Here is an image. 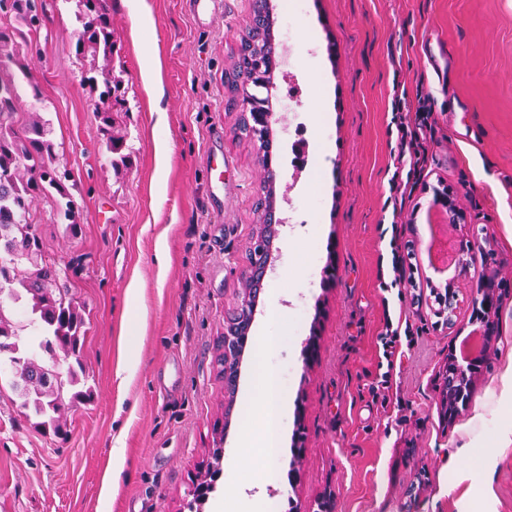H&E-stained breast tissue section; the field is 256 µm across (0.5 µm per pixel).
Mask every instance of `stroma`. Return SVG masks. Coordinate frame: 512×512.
I'll use <instances>...</instances> for the list:
<instances>
[{
	"label": "stroma",
	"mask_w": 512,
	"mask_h": 512,
	"mask_svg": "<svg viewBox=\"0 0 512 512\" xmlns=\"http://www.w3.org/2000/svg\"><path fill=\"white\" fill-rule=\"evenodd\" d=\"M109 0L119 60L126 69L132 164L113 169L99 131L98 96L84 81L91 59L77 56V0H43L20 57L41 95L24 92L17 125L38 112L50 124L56 164L68 170L83 207L70 236L49 203L33 221L44 256L65 268L84 311L81 361L93 401L68 413V433L34 428L0 371V512H180L206 461L214 425L234 448L249 413L257 348L248 345L232 412L215 358L224 314L238 300L255 233L263 172L226 112L224 72L253 17V0H218L197 25L184 0ZM296 39L277 46L279 97L296 95L293 122L312 142L315 115L331 128L328 170H300L292 140L276 137V189L289 230L273 243L271 285L288 328L275 356L288 418L276 462L288 470L301 446L300 477L289 488L238 475L216 490L238 502L257 492L266 512H317L326 494L336 512H512V0H302ZM159 87L150 98L145 79ZM431 110L428 162L391 193V102ZM171 136L168 156L153 141L157 119ZM447 187L461 215L433 235L475 263L436 275L423 254L433 189ZM405 250L403 290H385L381 262ZM335 264L325 284L322 270ZM309 294H299L307 265ZM498 288V342L468 407L440 416L448 352L474 329L470 296L480 277ZM459 295L453 321L439 315L431 287ZM137 304H130V291ZM408 323L390 382L373 395L378 337L386 320ZM317 338L313 361L304 346ZM140 364L117 377L127 340ZM125 459L112 464L115 439Z\"/></svg>",
	"instance_id": "obj_1"
}]
</instances>
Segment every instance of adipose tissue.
I'll list each match as a JSON object with an SVG mask.
<instances>
[{
  "mask_svg": "<svg viewBox=\"0 0 512 512\" xmlns=\"http://www.w3.org/2000/svg\"><path fill=\"white\" fill-rule=\"evenodd\" d=\"M285 328L282 318H272L258 338L263 364L249 403L251 420L243 425L239 446L234 449L231 457L232 469L239 472L251 471L257 483L266 482L278 475L275 463L280 452V429L285 417V403L280 374L272 358ZM256 448L263 451L266 460L264 466L256 467L252 464V451Z\"/></svg>",
  "mask_w": 512,
  "mask_h": 512,
  "instance_id": "ef3b65f1",
  "label": "adipose tissue"
}]
</instances>
